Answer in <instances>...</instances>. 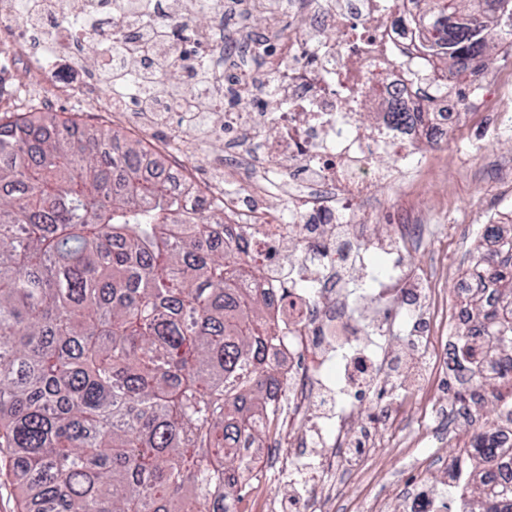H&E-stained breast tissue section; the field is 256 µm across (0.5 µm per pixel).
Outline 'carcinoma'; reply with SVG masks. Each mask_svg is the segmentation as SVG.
<instances>
[{
	"label": "carcinoma",
	"instance_id": "carcinoma-1",
	"mask_svg": "<svg viewBox=\"0 0 512 512\" xmlns=\"http://www.w3.org/2000/svg\"><path fill=\"white\" fill-rule=\"evenodd\" d=\"M441 76L485 56L512 0H432ZM145 146L46 112L0 116V448L25 512H227L224 472L277 385L256 266L224 245V211L183 223ZM474 374L512 347V274ZM458 494L512 512V481Z\"/></svg>",
	"mask_w": 512,
	"mask_h": 512
}]
</instances>
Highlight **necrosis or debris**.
Here are the masks:
<instances>
[{
	"label": "necrosis or debris",
	"instance_id": "1",
	"mask_svg": "<svg viewBox=\"0 0 512 512\" xmlns=\"http://www.w3.org/2000/svg\"><path fill=\"white\" fill-rule=\"evenodd\" d=\"M198 12L205 18L192 33L205 54V131L176 128L153 150L181 158L178 189L204 206H223L225 242L256 259L250 285L268 299V359L278 380L258 410L260 436L244 441L226 482L258 479L274 453L275 488L262 512H335L337 475L358 471L381 446L380 431L359 426L356 409L395 365L391 333L419 345L433 324L429 292L399 261L397 237L374 236L362 208L376 185H400L420 169L425 145L446 146L459 98L436 90L414 23L425 0H211L205 10L198 0H54L30 22L21 20L17 0H0V46L13 58L0 73V101L24 105L48 95L101 106L104 120L147 135L153 119L136 95L108 106L99 72L85 71L86 22L100 17L106 32H139ZM229 75L234 107L225 102ZM255 101L263 111L249 110ZM399 109L404 118H396ZM205 147L219 176L199 185L183 163ZM251 198L280 199L286 210L251 208ZM474 294L485 308L500 303L495 282L459 276L456 322L432 359L469 397L444 409L452 423L482 398L455 354L460 342L482 343L489 329L466 305ZM487 445L499 453L484 480L512 478V416L505 414L443 466L439 481L411 484L401 512H446L449 488L463 486Z\"/></svg>",
	"mask_w": 512,
	"mask_h": 512
}]
</instances>
